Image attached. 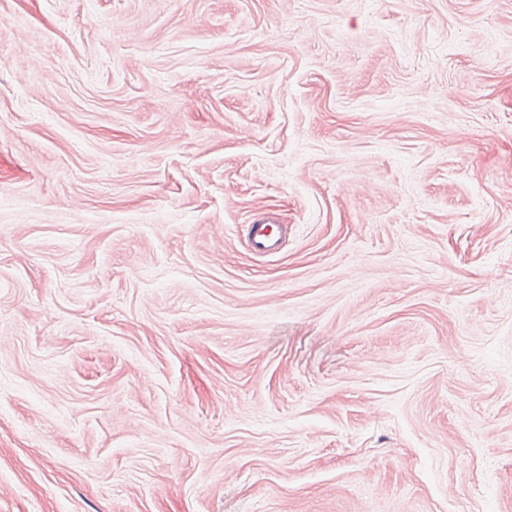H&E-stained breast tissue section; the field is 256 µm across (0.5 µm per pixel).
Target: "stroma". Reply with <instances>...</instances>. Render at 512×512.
<instances>
[{
	"label": "stroma",
	"instance_id": "stroma-1",
	"mask_svg": "<svg viewBox=\"0 0 512 512\" xmlns=\"http://www.w3.org/2000/svg\"><path fill=\"white\" fill-rule=\"evenodd\" d=\"M0 512H512V0H0ZM283 230H279L278 237L268 224H249L247 235L252 250L260 255H271L278 252L281 246Z\"/></svg>",
	"mask_w": 512,
	"mask_h": 512
}]
</instances>
